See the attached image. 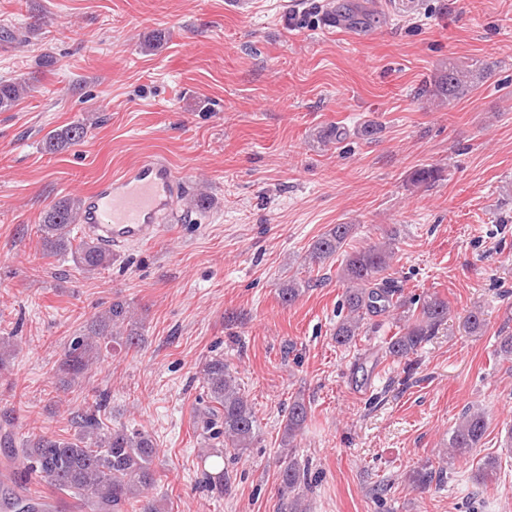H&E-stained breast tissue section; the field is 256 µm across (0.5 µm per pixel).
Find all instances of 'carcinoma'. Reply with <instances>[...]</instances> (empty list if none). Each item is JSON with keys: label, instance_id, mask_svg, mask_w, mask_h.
<instances>
[{"label": "carcinoma", "instance_id": "1", "mask_svg": "<svg viewBox=\"0 0 512 512\" xmlns=\"http://www.w3.org/2000/svg\"><path fill=\"white\" fill-rule=\"evenodd\" d=\"M493 72V64L475 60L448 63V70L436 76L421 93L433 99H459L482 85ZM30 90L26 80L0 79V112L11 110ZM90 118H79L48 134L43 149L57 153L80 145L88 134ZM443 171L434 166L416 169L413 186L429 185L441 179ZM81 213V200L62 198L43 213L38 225L43 253L66 254L82 274H98L112 264V255L92 240H75L73 230ZM350 224H336L321 235L310 253L311 261L323 263L347 245ZM391 242L373 244L363 250L345 254L343 279L347 288L342 301L346 315L336 324V343L346 346L361 334L365 321L378 316L395 317L403 323L385 345V355L394 360H408L436 335L448 321V302L431 296L412 307L388 285L384 274L391 266ZM303 285L291 277L279 288L284 305L295 303ZM140 321L129 305L122 301L110 304L94 316L84 330L64 348L58 364L61 382L83 376L100 360L102 343L116 342L126 349L141 344ZM202 381L207 405L199 412L205 439L210 447L203 456L221 457L231 448L243 455L253 448L257 437V420L248 400L241 393L237 378L229 372L223 357H213L202 367ZM108 406V394L101 393L90 404L70 412L76 433L71 437L39 434L29 437L24 448L9 450L11 458L26 466L28 473L56 490L78 496L80 512H168L166 497L156 493L160 474L155 468L158 448L152 436L140 429L106 426L101 414ZM305 400L296 398L288 404L282 447L294 448V440L308 419ZM486 431L484 412L466 410L448 439L450 457L471 454ZM499 462L488 457L478 463L476 480L486 487L497 479ZM284 512H305L302 488L308 486V469L292 456L280 472ZM13 495L12 512H45L39 497L25 489L8 487Z\"/></svg>", "mask_w": 512, "mask_h": 512}]
</instances>
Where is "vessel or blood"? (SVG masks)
I'll list each match as a JSON object with an SVG mask.
<instances>
[{
	"instance_id": "vessel-or-blood-1",
	"label": "vessel or blood",
	"mask_w": 512,
	"mask_h": 512,
	"mask_svg": "<svg viewBox=\"0 0 512 512\" xmlns=\"http://www.w3.org/2000/svg\"><path fill=\"white\" fill-rule=\"evenodd\" d=\"M179 183L165 160L144 158L100 181L86 200L82 230L109 247L151 240L176 219Z\"/></svg>"
}]
</instances>
